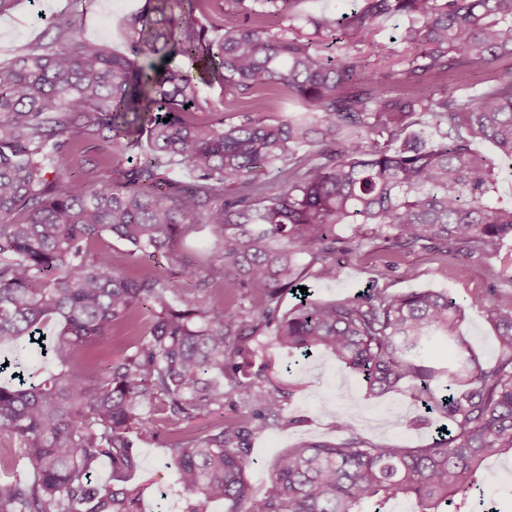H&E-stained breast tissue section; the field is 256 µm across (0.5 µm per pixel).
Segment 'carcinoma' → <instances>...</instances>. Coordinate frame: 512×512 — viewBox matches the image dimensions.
Listing matches in <instances>:
<instances>
[{
	"instance_id": "carcinoma-1",
	"label": "carcinoma",
	"mask_w": 512,
	"mask_h": 512,
	"mask_svg": "<svg viewBox=\"0 0 512 512\" xmlns=\"http://www.w3.org/2000/svg\"><path fill=\"white\" fill-rule=\"evenodd\" d=\"M156 2L160 18L129 22L124 54L80 38L71 15L55 23L53 41L0 65V341L14 345L8 367L0 362V432L24 446L28 469L0 479V512H145L128 481L141 466L137 441L154 435L147 405L168 425L185 512H213L219 500L227 512H389L402 498L418 512H469L473 494L492 484L488 460L512 457V289L486 295L499 351L491 363L480 361L462 329L465 308L446 291L371 288L318 302L307 290L288 315L280 310L308 275L336 281L341 224L367 231L345 249L351 255L372 235L397 252L470 258L512 242V207L499 205L493 164L472 148L481 137L512 158V72L474 94L422 87L512 58V0H359L338 20L308 17L310 34L258 20L290 18L298 0H230L241 23L210 28L196 17L210 20L213 0ZM396 15L407 19L394 38L405 49L399 70L378 80L360 56L336 50ZM209 81L257 106L277 90L307 112L243 110L227 121L224 98L203 92ZM140 122L151 150L123 165L120 139ZM90 147L97 158H84ZM175 163L192 181L170 178ZM197 223L221 241L217 274L252 301L249 335L269 331L304 359L329 354L373 395L409 384L422 398L434 379L427 350L448 343L457 363L435 401L446 428L419 448L301 440L276 459L267 495L253 499L248 438L279 423L285 396L271 375L249 370L224 292L118 269L99 246L112 236L135 262L163 252L187 284L197 269L175 242ZM144 313L121 356L85 359ZM34 345L62 370L27 374L23 353ZM228 394L252 403L248 419L181 428L224 409ZM104 460L111 474L101 484Z\"/></svg>"
}]
</instances>
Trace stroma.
<instances>
[{
  "label": "stroma",
  "instance_id": "stroma-1",
  "mask_svg": "<svg viewBox=\"0 0 512 512\" xmlns=\"http://www.w3.org/2000/svg\"><path fill=\"white\" fill-rule=\"evenodd\" d=\"M148 6V0H18L13 9L0 15V64L10 63L28 46L49 42L55 35L51 19L63 14L80 15L84 39L105 44L115 52L125 51L126 18ZM402 23L399 17L381 21L374 44H352L349 52L367 59L378 73L396 69L399 46L391 38ZM510 70L512 59L506 58L484 70L465 74L449 71L433 80L432 86L437 90L464 87L478 91ZM219 247L218 237L204 224L184 226L177 242L179 254L195 265L202 279L208 278ZM499 283L496 257H449L430 249L397 254L390 242L372 238L366 240L359 257L345 266L338 280L315 279L311 285L315 298L324 302L349 298L369 288L391 294L418 288L448 292L465 305L463 328L484 360L491 362L498 349L484 304L488 288ZM245 347L254 369L276 362L282 368L281 380L294 389L284 405L282 422L250 440L247 475L255 498L270 491L276 458L302 439L343 445L355 436L368 445L399 442L413 447L431 442L440 416L434 413L427 424H414L418 404L410 393L367 395L361 379L328 355L289 366L287 355L276 350L271 336L265 333L249 337ZM340 413L354 425V434L337 430L336 416ZM139 448L141 468L131 483L141 488L146 512H185L188 496L166 466L165 433L140 443Z\"/></svg>",
  "mask_w": 512,
  "mask_h": 512
}]
</instances>
